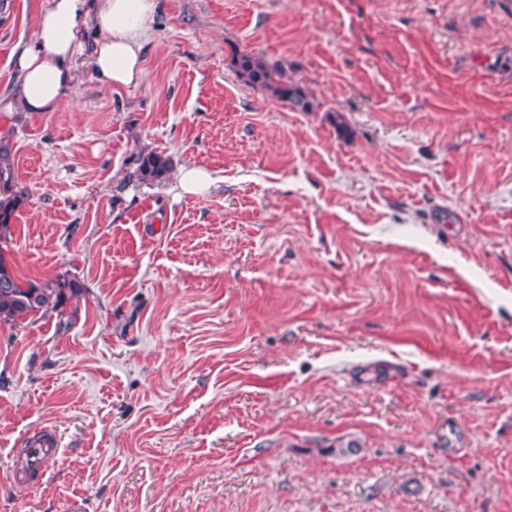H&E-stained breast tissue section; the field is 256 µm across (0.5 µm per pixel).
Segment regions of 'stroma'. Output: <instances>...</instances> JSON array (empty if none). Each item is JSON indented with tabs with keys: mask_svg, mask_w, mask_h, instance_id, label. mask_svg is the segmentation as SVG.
<instances>
[{
	"mask_svg": "<svg viewBox=\"0 0 512 512\" xmlns=\"http://www.w3.org/2000/svg\"><path fill=\"white\" fill-rule=\"evenodd\" d=\"M44 2L0 0V92ZM149 27L145 83L82 55L57 110L0 112L10 263L82 286L0 324V512H512V0H158ZM236 74L244 83L268 91L272 97L309 112L312 103L306 88L288 78L280 62L269 63L252 54H236ZM168 170V159L161 154L151 153L142 157L135 175L139 182L154 181L162 179ZM13 174L9 164L0 165V254L3 240L8 244L9 229L14 213L21 203V197L13 190ZM214 183L215 179L208 172L189 168L181 175L178 188L186 194H200L207 192Z\"/></svg>",
	"mask_w": 512,
	"mask_h": 512,
	"instance_id": "stroma-1",
	"label": "stroma"
}]
</instances>
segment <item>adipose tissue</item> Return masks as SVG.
<instances>
[{
    "mask_svg": "<svg viewBox=\"0 0 512 512\" xmlns=\"http://www.w3.org/2000/svg\"><path fill=\"white\" fill-rule=\"evenodd\" d=\"M156 0H48L35 16L32 39L12 51L19 85L15 94L1 97L0 112L22 107L26 112H52L72 96L74 57L80 36L95 29L93 62L112 86L144 81L141 55Z\"/></svg>",
    "mask_w": 512,
    "mask_h": 512,
    "instance_id": "1",
    "label": "adipose tissue"
}]
</instances>
